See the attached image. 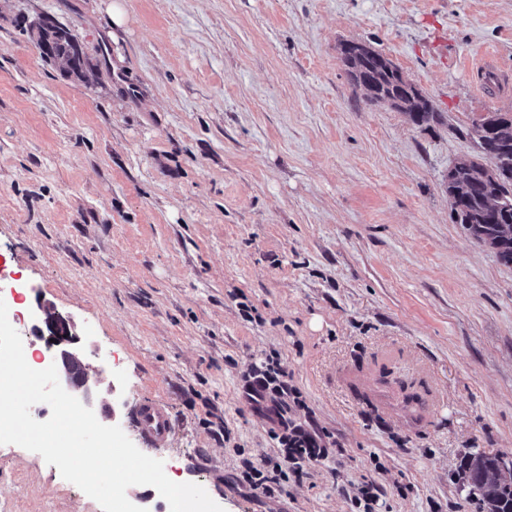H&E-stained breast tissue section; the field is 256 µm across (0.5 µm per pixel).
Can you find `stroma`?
Segmentation results:
<instances>
[{
  "label": "stroma",
  "instance_id": "35a3bbf8",
  "mask_svg": "<svg viewBox=\"0 0 512 512\" xmlns=\"http://www.w3.org/2000/svg\"><path fill=\"white\" fill-rule=\"evenodd\" d=\"M125 16L112 23L113 7ZM49 18L100 61L86 85L21 22ZM387 56L441 112L369 103L344 43ZM512 112V0H0V265L39 357V304L75 324L90 407L224 512H482L472 453L512 456V265L454 224L448 171L474 122ZM277 360L288 417L326 458L250 489L281 457L244 393ZM352 400L345 370L376 380ZM434 392L408 428L400 386ZM0 512H102L38 453L0 445ZM131 419L142 442L147 446L167 439L174 429L169 407L154 398L142 399L133 409Z\"/></svg>",
  "mask_w": 512,
  "mask_h": 512
}]
</instances>
